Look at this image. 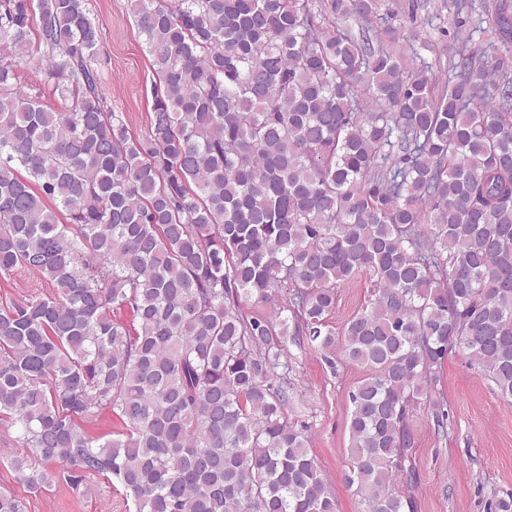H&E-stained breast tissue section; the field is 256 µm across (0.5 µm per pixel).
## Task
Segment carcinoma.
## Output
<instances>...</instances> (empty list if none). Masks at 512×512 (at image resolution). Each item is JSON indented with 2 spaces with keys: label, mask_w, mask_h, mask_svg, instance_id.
Returning a JSON list of instances; mask_svg holds the SVG:
<instances>
[{
  "label": "carcinoma",
  "mask_w": 512,
  "mask_h": 512,
  "mask_svg": "<svg viewBox=\"0 0 512 512\" xmlns=\"http://www.w3.org/2000/svg\"><path fill=\"white\" fill-rule=\"evenodd\" d=\"M381 6L130 0L157 76L136 136L86 0H0V275L54 288L0 305V420L29 487L58 464L116 477L136 512H336L288 416L290 342L364 371L343 477L364 512L413 510L409 415L425 401L448 431L449 352L512 399V0H454L451 30ZM362 273L339 333L336 288ZM105 409L121 430L100 441L82 422ZM19 79L25 88L37 90L40 88L43 92L42 101L47 108L58 110L61 108V101L53 96L52 91L47 86L43 72L35 66L22 67L19 71Z\"/></svg>",
  "instance_id": "cac0c4a2"
}]
</instances>
